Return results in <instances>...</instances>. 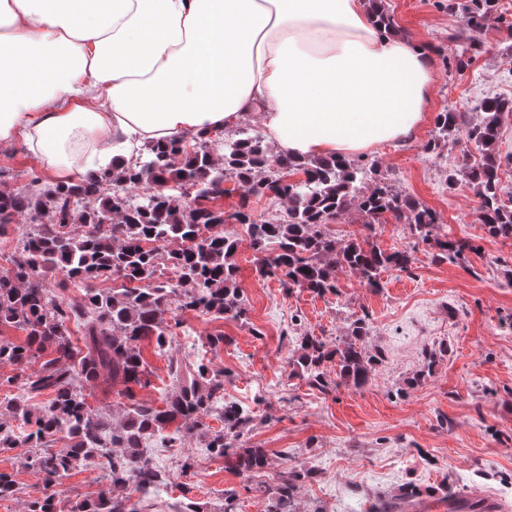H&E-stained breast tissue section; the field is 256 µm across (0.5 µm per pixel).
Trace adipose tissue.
<instances>
[{
  "label": "adipose tissue",
  "mask_w": 512,
  "mask_h": 512,
  "mask_svg": "<svg viewBox=\"0 0 512 512\" xmlns=\"http://www.w3.org/2000/svg\"><path fill=\"white\" fill-rule=\"evenodd\" d=\"M435 83L368 0H0V148L62 181L249 117L347 158L412 136Z\"/></svg>",
  "instance_id": "1"
}]
</instances>
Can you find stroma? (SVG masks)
<instances>
[{
	"mask_svg": "<svg viewBox=\"0 0 512 512\" xmlns=\"http://www.w3.org/2000/svg\"><path fill=\"white\" fill-rule=\"evenodd\" d=\"M387 2L402 32L430 56L438 81L417 131L360 159L377 161L395 190L432 210L439 236L469 238L474 249L463 260L440 262L410 236L407 217H385L369 232L351 208L331 225L337 240L368 236L385 251H411L412 266L382 272L378 292L356 274L340 272L337 294L320 298L286 293L278 281L259 276L245 229L234 225L233 235L242 240L237 263L246 320L181 315L171 353L146 349L150 384L137 389L136 398L161 405L175 385L168 372L173 356L190 367L203 362L224 369V396L255 409L246 441L267 449L269 466L247 480L200 445L185 451L152 438L148 452L170 481L156 492L151 512H170L176 501L216 512L228 490L236 492L239 512H265L259 486L287 466L315 474L298 490L291 512H370L378 497H400L409 482L428 495L404 503L401 512H448L452 501L471 512L476 498L512 512V239L489 237L476 222L478 198L468 184H446L449 173L479 157L464 132L450 136L440 154L426 149L438 113H460L470 127L481 120L477 99L512 101V57L504 53L512 40L505 27L483 30L484 53L461 68L454 38L469 33L462 15L441 8L440 0ZM0 169L6 172L0 188L6 190L43 171L38 160L16 148L0 150ZM360 313L369 317L367 348L384 356L370 385L325 396L291 375L287 360L294 344L284 333L307 331L332 340L347 335L352 316ZM216 334L230 342L215 354L206 339ZM439 344L448 351L432 374L421 386L405 389L423 351ZM187 453L194 467L185 472ZM27 454L24 448L0 450V471L12 473L16 485L14 495L0 498V512H25L28 501L48 491L59 512H70L75 501L96 498L108 485L96 462L88 461L45 489L38 475L23 468Z\"/></svg>",
	"mask_w": 512,
	"mask_h": 512,
	"instance_id": "stroma-1",
	"label": "stroma"
}]
</instances>
